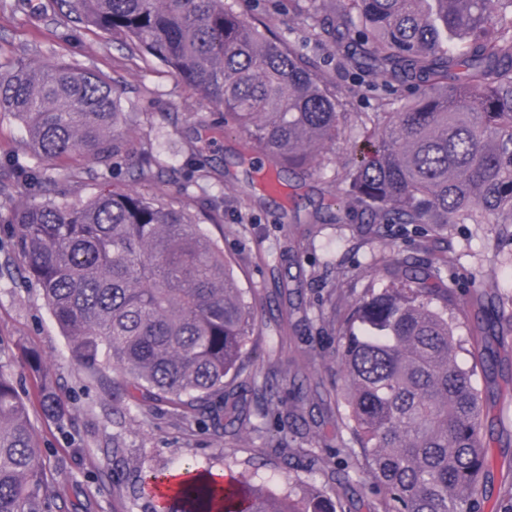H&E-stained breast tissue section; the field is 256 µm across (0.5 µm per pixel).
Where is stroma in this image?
<instances>
[{"label":"stroma","instance_id":"stroma-1","mask_svg":"<svg viewBox=\"0 0 512 512\" xmlns=\"http://www.w3.org/2000/svg\"><path fill=\"white\" fill-rule=\"evenodd\" d=\"M11 2L0 0V66L62 58L120 81L130 154L139 156L149 144L157 159L151 173L118 179L104 163L80 156L48 166L29 148L24 124L0 113V180L14 168L38 176L0 192V361L28 405L52 476L51 512H150L147 499L132 492L137 478L187 467L244 478L276 495L300 496L315 487L327 497L342 496L351 512H373L375 499L366 488L337 485L335 474L309 462L348 437L338 426L344 301L386 287L388 261L407 256L448 260L445 283L459 301L453 309L458 363L474 370L486 400L481 434L491 487L483 512H497L504 490L512 488V325L504 318L512 311V224H458L439 237L400 224H366L360 213L338 208L340 175L355 157L362 123L379 109L346 48L310 40L305 16L273 8L265 13L269 29L323 64L328 89L346 114L345 132L321 165L284 175L269 191L262 169L250 163L253 143L224 129L211 106L162 64L130 57L95 28L72 22L59 0H28L22 12ZM48 184L71 201L119 191L196 210L223 206V225L202 228L223 247L258 325L248 344L254 362L234 385L252 406L269 381L294 405L284 420L288 452L273 448L267 434L244 441L203 430L137 397L128 411L113 412L111 396L77 371L7 222L12 210L44 201ZM33 355L51 374L64 423L42 412L39 377L28 363ZM116 433L126 448L121 458L107 448Z\"/></svg>","mask_w":512,"mask_h":512}]
</instances>
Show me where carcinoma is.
I'll use <instances>...</instances> for the list:
<instances>
[{
	"label": "carcinoma",
	"instance_id": "obj_1",
	"mask_svg": "<svg viewBox=\"0 0 512 512\" xmlns=\"http://www.w3.org/2000/svg\"><path fill=\"white\" fill-rule=\"evenodd\" d=\"M77 22L168 68L244 131L258 162L281 177L309 171L343 133L318 61L236 8V0H64ZM311 19L316 41L346 43L350 61L387 99L359 157L340 177L339 203L371 224H512V0H289ZM122 87L53 58L0 70V112L21 120L42 161L71 155L141 175L121 130ZM16 249L43 291L72 361L98 383L169 405L215 431L275 430L286 402L266 394L250 410L225 378L236 374L257 330L251 303L201 214L130 193L84 202L48 199L13 211ZM395 281L345 300L338 355L353 445L320 460L336 483L375 489L374 512H481L487 472L484 404L473 372L457 364L444 264L392 259ZM43 411L60 418L51 381ZM153 512H350L322 492L276 496L238 478L189 470L157 490ZM47 480L28 407L0 364V512H50Z\"/></svg>",
	"mask_w": 512,
	"mask_h": 512
}]
</instances>
